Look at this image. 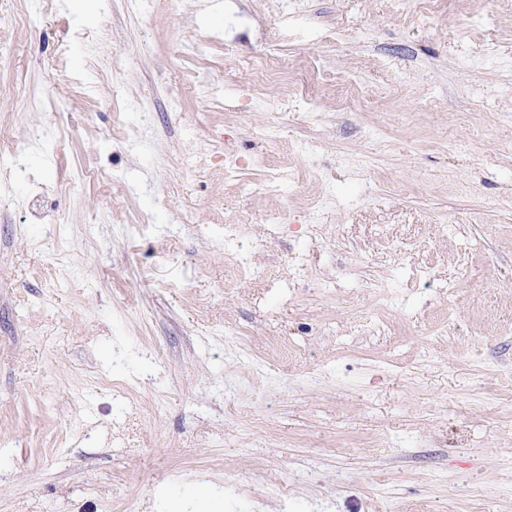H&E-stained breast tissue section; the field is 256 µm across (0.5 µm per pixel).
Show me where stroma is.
Instances as JSON below:
<instances>
[{
  "instance_id": "obj_1",
  "label": "stroma",
  "mask_w": 512,
  "mask_h": 512,
  "mask_svg": "<svg viewBox=\"0 0 512 512\" xmlns=\"http://www.w3.org/2000/svg\"><path fill=\"white\" fill-rule=\"evenodd\" d=\"M0 46V512H512V0Z\"/></svg>"
}]
</instances>
